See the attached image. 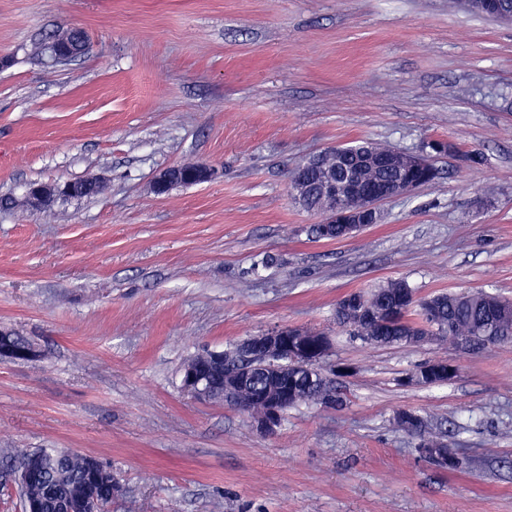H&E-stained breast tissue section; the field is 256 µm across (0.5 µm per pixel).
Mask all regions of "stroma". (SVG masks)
I'll list each match as a JSON object with an SVG mask.
<instances>
[{
    "instance_id": "obj_1",
    "label": "stroma",
    "mask_w": 512,
    "mask_h": 512,
    "mask_svg": "<svg viewBox=\"0 0 512 512\" xmlns=\"http://www.w3.org/2000/svg\"><path fill=\"white\" fill-rule=\"evenodd\" d=\"M69 28L83 56L33 55ZM1 56L0 327L40 355L0 363V512H24L4 479L42 448L110 467L105 512H512V345H371L335 321L387 280L512 300V26L459 0H0ZM355 140L450 149L378 223L316 238L288 173ZM187 162L218 174L151 192ZM276 326L327 334L342 406L267 432L182 391L192 355ZM436 358L458 376L401 385ZM404 410L458 470L421 457ZM75 193V187L66 183L64 185H47L43 183H31L26 189V197L35 207L44 206L50 198L70 196Z\"/></svg>"
}]
</instances>
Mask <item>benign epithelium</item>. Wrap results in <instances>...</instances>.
Here are the masks:
<instances>
[{"label":"benign epithelium","mask_w":512,"mask_h":512,"mask_svg":"<svg viewBox=\"0 0 512 512\" xmlns=\"http://www.w3.org/2000/svg\"><path fill=\"white\" fill-rule=\"evenodd\" d=\"M473 12L485 13L494 19L512 24V10H490L489 0H460ZM356 157L362 165L375 166L382 164L400 171L423 170L428 167L429 159L424 153H404L393 150L386 157H379L370 146L350 154L343 150L336 152V159L346 160ZM214 170L203 164L186 171L188 183L196 184L211 180ZM419 183L405 176L391 181H382L368 190L355 176L351 175L342 182L336 181L330 173L323 177V195L328 206L322 210L324 215L325 236H330L331 224L347 226V235L351 236L370 224L379 220L378 206L389 199L402 197L416 188ZM75 187L64 185H47L31 183L26 189V197L35 207L44 206L49 199L70 196ZM7 332L0 330V361L24 362L39 356V350L33 344L23 349L16 348L5 339ZM237 361L232 363L223 351L211 350L202 355H195L183 366L180 375V386L184 393L200 402H229L244 415H249L241 401L239 387L247 380L250 368L258 366L265 370L269 379L277 381L294 369L310 367L308 357L315 355L321 360L327 353V338L322 333L280 326L272 330L248 336L234 348ZM266 409L263 413L251 418V422L265 431H272L280 425L287 410L285 397L274 391L265 397Z\"/></svg>","instance_id":"benign-epithelium-1"}]
</instances>
